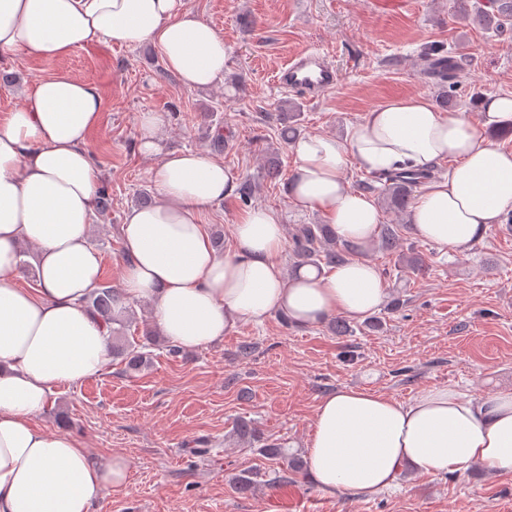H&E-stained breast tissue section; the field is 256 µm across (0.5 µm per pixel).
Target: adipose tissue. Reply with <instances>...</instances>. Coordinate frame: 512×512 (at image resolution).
I'll list each match as a JSON object with an SVG mask.
<instances>
[{"label": "adipose tissue", "instance_id": "obj_1", "mask_svg": "<svg viewBox=\"0 0 512 512\" xmlns=\"http://www.w3.org/2000/svg\"><path fill=\"white\" fill-rule=\"evenodd\" d=\"M105 40L157 44L167 69L190 90L223 83L228 70L223 35L183 0H0V63ZM480 106L475 125L425 96L397 97L366 112L345 139L302 135L290 145L287 198L319 210L341 240L362 248L380 213L344 180V169L426 173L445 160L447 175L421 187L407 220L440 251L469 252L490 225L512 217V152L483 135L512 128V94L485 96ZM101 110L93 85L48 73L23 107L0 114V512H97L128 482L126 457L95 456L79 437L39 422L54 387L101 373L112 357L108 328L83 302L102 276L89 242L101 180L87 148ZM165 123L161 112L141 118L138 149L158 159L156 195L125 212L120 234L123 291L151 300L170 342L199 349L243 321L275 313L311 327L382 305L385 283L371 262L284 272V224L270 207L243 210L231 248L218 252L203 218L234 195L238 176L207 153L163 150ZM26 243L38 249L32 288L19 284ZM306 459L309 478L325 494L379 493L408 468L511 471L512 391L473 398L435 386L401 402L340 388L316 407Z\"/></svg>", "mask_w": 512, "mask_h": 512}]
</instances>
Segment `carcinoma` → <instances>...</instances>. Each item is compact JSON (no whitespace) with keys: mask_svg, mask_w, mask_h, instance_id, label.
<instances>
[{"mask_svg":"<svg viewBox=\"0 0 512 512\" xmlns=\"http://www.w3.org/2000/svg\"><path fill=\"white\" fill-rule=\"evenodd\" d=\"M453 12L458 20L501 34L506 25L512 22V0H454ZM372 178L383 182V187L377 188L367 182L363 187L383 192L386 204L403 213L413 198L414 189L422 180L428 178V175L390 172L374 174ZM378 237L382 249L387 252L396 251L400 241V225H380ZM354 254L356 251L353 248L336 239V234L329 224H304L297 229L293 237L291 258L295 263L332 267ZM397 263L416 275H424L428 271L422 255L413 247L405 252H399ZM83 302L109 325L112 353L122 357L128 369L137 371L148 364L147 356L142 352L145 344L128 337V331L135 323V313L132 303L119 289L107 282L101 283L83 298ZM264 452L269 459L286 463L293 472L304 468L302 458L280 445L266 448Z\"/></svg>","mask_w":512,"mask_h":512,"instance_id":"carcinoma-1","label":"carcinoma"}]
</instances>
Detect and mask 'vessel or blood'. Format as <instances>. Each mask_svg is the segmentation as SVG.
I'll list each match as a JSON object with an SVG mask.
<instances>
[{"label":"vessel or blood","mask_w":512,"mask_h":512,"mask_svg":"<svg viewBox=\"0 0 512 512\" xmlns=\"http://www.w3.org/2000/svg\"><path fill=\"white\" fill-rule=\"evenodd\" d=\"M277 81L288 92L311 101L335 88L338 71L320 53L304 52L285 63Z\"/></svg>","instance_id":"vessel-or-blood-1"}]
</instances>
